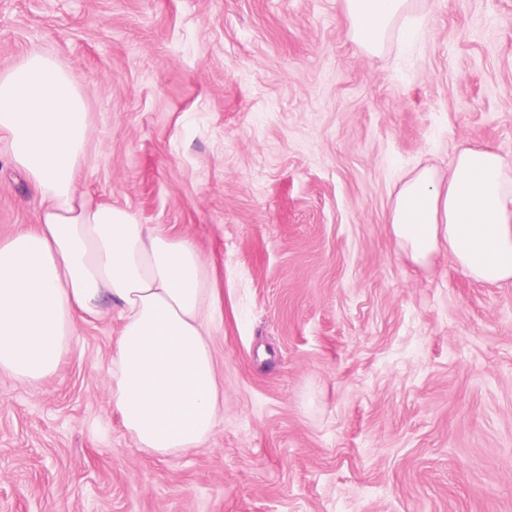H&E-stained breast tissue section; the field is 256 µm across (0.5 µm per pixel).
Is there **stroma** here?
<instances>
[{
  "mask_svg": "<svg viewBox=\"0 0 512 512\" xmlns=\"http://www.w3.org/2000/svg\"><path fill=\"white\" fill-rule=\"evenodd\" d=\"M429 3L368 54L340 0H0V73L43 50L85 91L80 189L191 240L224 316V414L185 453L123 427L118 314L0 372V512H512V285L386 222L462 147L512 160V0ZM34 212L0 141V241Z\"/></svg>",
  "mask_w": 512,
  "mask_h": 512,
  "instance_id": "obj_1",
  "label": "stroma"
}]
</instances>
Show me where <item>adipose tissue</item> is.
<instances>
[{
  "label": "adipose tissue",
  "mask_w": 512,
  "mask_h": 512,
  "mask_svg": "<svg viewBox=\"0 0 512 512\" xmlns=\"http://www.w3.org/2000/svg\"><path fill=\"white\" fill-rule=\"evenodd\" d=\"M342 5L365 52H378L392 27L412 36L402 22L415 0ZM0 133L38 198L33 227L0 242V371L41 380L79 322L119 309L109 374L127 432L158 456L201 447L221 413L210 336L223 316L196 247L79 190L86 98L49 54L31 51L0 74ZM388 222L413 263L444 249L471 279L512 284V163L494 149H461L444 180L418 171L396 192Z\"/></svg>",
  "instance_id": "1"
}]
</instances>
